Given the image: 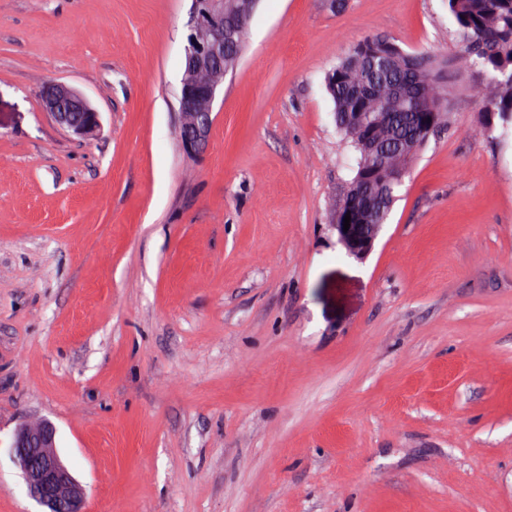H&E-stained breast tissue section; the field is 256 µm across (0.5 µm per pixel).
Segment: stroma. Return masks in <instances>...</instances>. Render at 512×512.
<instances>
[{
  "label": "stroma",
  "instance_id": "stroma-1",
  "mask_svg": "<svg viewBox=\"0 0 512 512\" xmlns=\"http://www.w3.org/2000/svg\"><path fill=\"white\" fill-rule=\"evenodd\" d=\"M193 0H0V512L46 419L86 512H512V130L454 73L364 258L324 76L368 36L452 54L445 0H260L205 153ZM101 114L79 140L46 81Z\"/></svg>",
  "mask_w": 512,
  "mask_h": 512
}]
</instances>
